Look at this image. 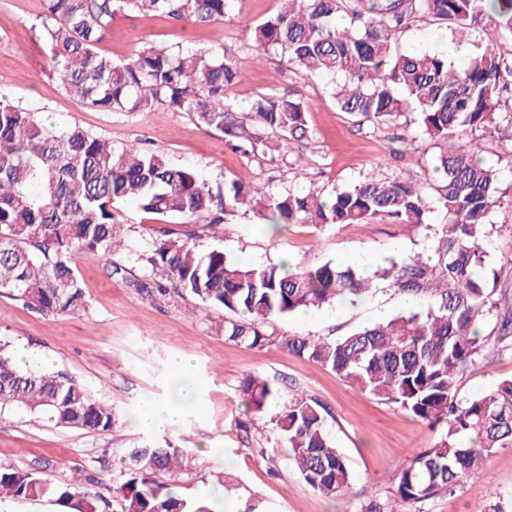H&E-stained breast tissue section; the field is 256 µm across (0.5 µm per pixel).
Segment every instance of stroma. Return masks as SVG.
Returning a JSON list of instances; mask_svg holds the SVG:
<instances>
[{
    "label": "stroma",
    "instance_id": "35a3bbf8",
    "mask_svg": "<svg viewBox=\"0 0 512 512\" xmlns=\"http://www.w3.org/2000/svg\"><path fill=\"white\" fill-rule=\"evenodd\" d=\"M278 0H237L225 19L194 28L163 16L115 17L99 44L115 61L132 57L148 44L185 45L196 49L226 48L242 78L228 95L240 112H248L261 95L276 92L309 104V136L288 144L287 158L246 159L225 143L223 134L185 114L100 112L80 106L61 87L50 69L49 48L41 30L42 0H0V93L14 104L53 118L63 126H79L113 145H145L162 151L178 167L194 169L202 178L235 180L270 191L292 188L325 194L345 188L367 175L403 173L424 179L438 153L428 140L394 139L391 129L374 128L358 116L341 112L330 95L331 80L302 79L278 55L257 56L248 45L245 25L275 13ZM481 31L453 39L449 27L423 21L405 33L398 48L422 45L439 51L448 44L458 62L471 55ZM485 158L501 172L507 202L495 209L496 231L485 245L499 283L512 293V139L495 134L483 140ZM442 220L434 210L427 228L406 224H284L270 232L254 214L232 213L223 233L212 236L204 224L186 226L142 212L130 201L118 203L126 248L120 256L123 275L111 272L109 260L86 258L77 263L88 309L79 314L42 315L9 296H0V337L12 352L33 350L51 360V368L68 373L117 414L108 431L73 429L47 419L0 406V466L33 470L54 482L75 471L96 475L90 492L107 499L103 512H113L107 487L119 471L126 449L146 443H171L192 454L221 449L208 466H190L177 477L179 491L190 498L211 499L231 487L236 503L258 498L263 512H408L396 495L398 474L415 453L439 436L433 427L392 404L360 391L334 372L278 345L249 349L224 339V312L170 289L166 295L143 297L139 285L149 273L140 257L166 232L196 234L198 249H223L235 262L263 265L291 258L312 268L331 262L346 265L352 253L363 254L365 270L413 254L430 255L432 225ZM394 315L410 311L404 294L380 286L369 296L297 312L277 320L281 332L335 338L378 319V309ZM191 361L190 377L201 382L179 426L161 432L141 430L133 420L147 400L165 398L176 373L175 357ZM258 372L281 392L295 391L323 404L327 430L352 475L345 495L326 498L310 488L287 457L266 461L254 451L246 427L263 426L279 409L271 403L262 413L247 411L240 384ZM512 378V335L460 375L457 391L470 397ZM486 477L467 482L454 493L435 497L423 512H492L499 500L512 502V448H500L486 460Z\"/></svg>",
    "mask_w": 512,
    "mask_h": 512
}]
</instances>
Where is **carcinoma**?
<instances>
[{
    "instance_id": "cac0c4a2",
    "label": "carcinoma",
    "mask_w": 512,
    "mask_h": 512,
    "mask_svg": "<svg viewBox=\"0 0 512 512\" xmlns=\"http://www.w3.org/2000/svg\"><path fill=\"white\" fill-rule=\"evenodd\" d=\"M41 26L50 67L63 89L84 107L102 112H173L224 134L246 158L288 151V141L308 137L307 104L287 95H263L249 121H239L227 94L240 80L237 65L212 49L150 45L117 62L98 45L114 16L164 15L185 25L222 20L235 0H42ZM281 7L245 25L251 47L287 58L303 77L339 79V109L377 126L400 131L414 143L420 133L441 149L434 160L440 181L412 182L399 175L367 176L329 196L290 188L265 193L239 182L212 183L176 167L160 151L113 146L78 126L47 125L34 111L0 98V295L41 314H78L87 301L78 258H106L112 273L120 225L114 205L133 201L162 218L207 228L224 215L252 210L280 224L428 223L436 193L443 222L434 229L432 254L391 261L368 274L327 262L305 268L288 260L263 265L230 261L224 251H200L191 234L156 243L141 256L154 279L147 295L170 282L186 294L229 313L224 339L248 348L278 344L335 372L376 398L443 429L433 444L401 469L397 494L407 506L448 495L485 475L484 459L512 448V379L470 398L458 397L460 373L484 356L490 337L481 327L491 315L512 330V297L495 298L499 273L487 262L485 242L494 233L491 213L504 201L499 171L480 157L482 134L505 126L512 139V0H279ZM431 19L460 32L487 33L470 58L396 43L416 23ZM413 118H407V114ZM378 283L427 299L420 311L398 313L334 340L287 335L275 321L333 300L363 298ZM248 407L280 409L269 420L279 448H257L266 459L283 452L314 491L336 497L351 485L341 452L326 430L325 408L292 391L283 394L263 375L241 384ZM0 404L22 408L68 428L109 430L112 406L61 371L18 369L9 342L0 339ZM192 453L171 444L133 448L129 463L112 476L119 512H214L208 499L176 490L174 477ZM97 479L56 484L35 472L0 467V495L54 497L68 512H101L102 498L85 489Z\"/></svg>"
}]
</instances>
